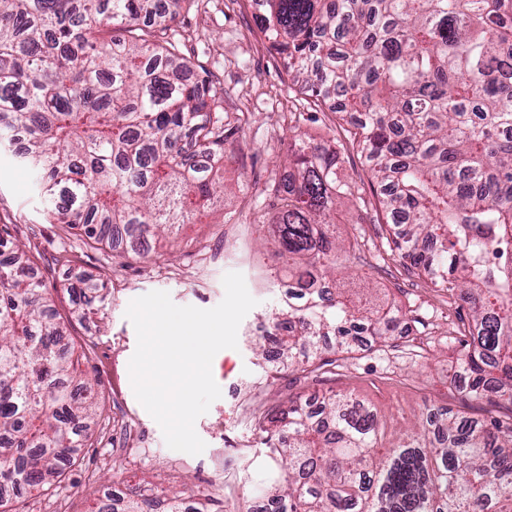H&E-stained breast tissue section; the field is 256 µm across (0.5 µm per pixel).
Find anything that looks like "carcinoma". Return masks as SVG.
Here are the masks:
<instances>
[{
  "label": "carcinoma",
  "instance_id": "obj_1",
  "mask_svg": "<svg viewBox=\"0 0 512 512\" xmlns=\"http://www.w3.org/2000/svg\"><path fill=\"white\" fill-rule=\"evenodd\" d=\"M178 9L157 0H0V150L16 152L46 199L45 220L133 250L189 224L217 192L215 167L237 126L224 89L191 81L168 40ZM257 28L310 100L338 119L372 173L390 251L466 304L471 342L457 362L468 395L512 406V0H259ZM339 152L295 137L277 208L275 254L288 300L263 359L310 373L403 322L322 284L336 266V204L363 197L336 178ZM80 273L74 313L106 299ZM53 294L22 247L0 236V512L16 488L46 490L85 446L94 384ZM272 470V512H512V421L424 404L422 424L384 443L377 408L333 393L252 414ZM99 512H152L113 498Z\"/></svg>",
  "mask_w": 512,
  "mask_h": 512
}]
</instances>
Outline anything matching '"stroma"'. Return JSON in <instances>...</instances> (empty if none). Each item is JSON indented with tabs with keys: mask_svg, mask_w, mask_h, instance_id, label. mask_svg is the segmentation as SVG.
I'll list each match as a JSON object with an SVG mask.
<instances>
[{
	"mask_svg": "<svg viewBox=\"0 0 512 512\" xmlns=\"http://www.w3.org/2000/svg\"><path fill=\"white\" fill-rule=\"evenodd\" d=\"M255 14L251 0H197L171 29L181 50L194 60L196 74L221 82L225 110L250 115L224 156L226 223L218 221L223 213L201 216L141 255L101 246L80 230L46 223L31 171L10 155L0 156V225L30 252L37 275L53 290L60 316L68 317L71 310L64 288L68 272L84 270L108 285L104 304L69 328L71 340L84 353L81 371L99 383L103 412L85 448L46 494L47 499L63 500L66 512H87L102 496L131 493L140 485L166 497L176 491L191 498L206 494L208 512H237L241 502L260 501L264 456L251 413L293 395L310 401L326 391L351 392L374 404L394 428L414 422L426 402L472 418L512 419L511 406L466 397L452 361L467 333L468 310L435 288L425 272L408 268L389 251L374 225L372 200L363 212L336 211L342 236H351L356 222L365 231L363 240L342 256L350 273L343 285L355 292L375 288L395 298L413 321L409 334L393 336L384 346L355 348L340 355L334 371L318 376L299 370L272 374L255 354L264 342L257 329L287 300L288 290L268 244L276 211L250 182L283 177L279 158L287 131L278 117L303 98L280 58L270 52ZM297 128L318 142L336 140L342 147L338 180L368 189L371 171L347 146L348 134L335 113L306 110ZM230 271L243 274L257 304L239 326L237 349L222 350L213 359L221 396L195 423L204 451H175L134 395L128 364L137 335L126 310L131 300L156 290L168 292L181 306L213 308L224 297L222 278Z\"/></svg>",
	"mask_w": 512,
	"mask_h": 512,
	"instance_id": "obj_1",
	"label": "stroma"
}]
</instances>
